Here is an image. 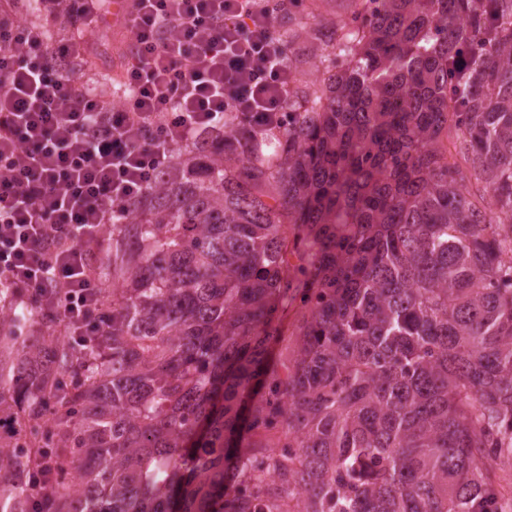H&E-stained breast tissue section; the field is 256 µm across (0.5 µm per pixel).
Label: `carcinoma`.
<instances>
[{"instance_id": "carcinoma-1", "label": "carcinoma", "mask_w": 512, "mask_h": 512, "mask_svg": "<svg viewBox=\"0 0 512 512\" xmlns=\"http://www.w3.org/2000/svg\"><path fill=\"white\" fill-rule=\"evenodd\" d=\"M353 22L285 125L229 116L112 225L85 358L0 309V512L39 451L53 512H512V0Z\"/></svg>"}]
</instances>
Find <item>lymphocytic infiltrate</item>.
I'll return each mask as SVG.
<instances>
[{"label":"lymphocytic infiltrate","instance_id":"f902f5d3","mask_svg":"<svg viewBox=\"0 0 512 512\" xmlns=\"http://www.w3.org/2000/svg\"><path fill=\"white\" fill-rule=\"evenodd\" d=\"M288 0H132L120 92L95 88L87 42L50 46L27 0H0V293L37 301L86 347L112 326L91 250L178 147L230 114L282 125L295 82Z\"/></svg>","mask_w":512,"mask_h":512}]
</instances>
